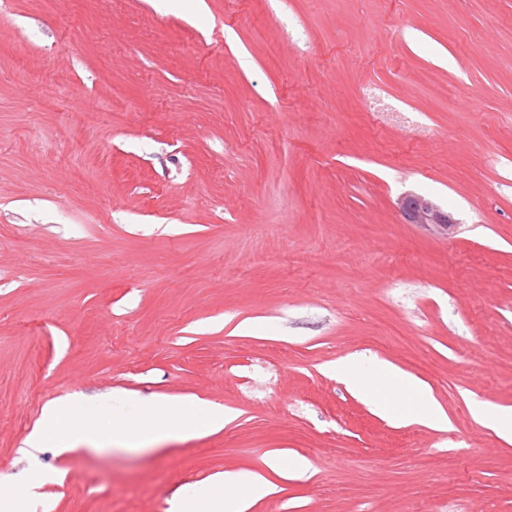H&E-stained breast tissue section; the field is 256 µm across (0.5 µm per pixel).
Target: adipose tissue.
Here are the masks:
<instances>
[{
	"mask_svg": "<svg viewBox=\"0 0 512 512\" xmlns=\"http://www.w3.org/2000/svg\"><path fill=\"white\" fill-rule=\"evenodd\" d=\"M343 380L352 390L367 398L378 409H385V395L390 388H398L413 401L411 409L397 413V420L419 423L444 430L448 416L431 392L420 382L405 377L382 362H372L362 373L344 372ZM127 408L126 421L117 422L109 430L79 428L62 434L53 425L64 411H74V400H53L45 404L39 425L27 436L26 444L37 452L46 445H54L68 452L82 446L120 444L128 448H145L165 440H185L198 433L197 414H204L211 429L223 428L229 416L222 406L194 399L182 400L161 397H123ZM272 485L266 477L245 473L218 475L213 489L196 498L181 500L180 512H245L250 501L267 496Z\"/></svg>",
	"mask_w": 512,
	"mask_h": 512,
	"instance_id": "adipose-tissue-1",
	"label": "adipose tissue"
}]
</instances>
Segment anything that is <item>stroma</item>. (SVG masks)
<instances>
[{
	"instance_id": "stroma-1",
	"label": "stroma",
	"mask_w": 512,
	"mask_h": 512,
	"mask_svg": "<svg viewBox=\"0 0 512 512\" xmlns=\"http://www.w3.org/2000/svg\"><path fill=\"white\" fill-rule=\"evenodd\" d=\"M415 192L456 219L405 223ZM365 354L451 426L351 391ZM220 430L153 448L122 392ZM512 0H0V474L46 512H172L268 474L248 512H512ZM277 451L306 475L269 473ZM371 366L362 373H352L347 367L342 368L343 380L352 390L367 398L384 413L391 414L395 419L404 423H419L427 427L448 429V415L434 399L431 392L420 382L407 378L392 370L390 366L374 359ZM393 386L409 395L413 407L405 412H395L385 402V394ZM127 406L125 417L134 422L129 429L119 420L112 430L79 428L62 434L51 426L63 411L72 412L76 404L72 399L53 400L45 404L39 425L27 436L25 444L32 452H39L48 443H53L61 452L80 449L79 446H105L121 444L128 448H146L165 440H186L198 435L197 412H202L212 430H219L230 416L224 407L209 401L182 400L161 397H139L133 394L123 396ZM472 414L478 422L490 428L501 441L512 444V407H497L491 410L486 403L474 401Z\"/></svg>"
}]
</instances>
